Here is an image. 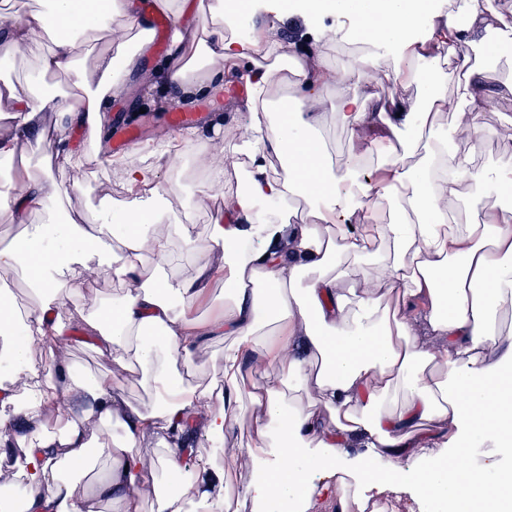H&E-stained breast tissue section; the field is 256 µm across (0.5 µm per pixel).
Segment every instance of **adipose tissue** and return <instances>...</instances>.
Wrapping results in <instances>:
<instances>
[{
	"instance_id": "1",
	"label": "adipose tissue",
	"mask_w": 512,
	"mask_h": 512,
	"mask_svg": "<svg viewBox=\"0 0 512 512\" xmlns=\"http://www.w3.org/2000/svg\"><path fill=\"white\" fill-rule=\"evenodd\" d=\"M327 3L372 34L371 50L341 69L330 55L341 32L317 35L305 54L277 37L284 0H161L176 26L157 59L140 0H49L0 33L1 71L17 50L37 60L35 75L0 84V118L9 121L0 160L41 150L51 110L101 139L108 105L130 93L126 77L141 59L152 58L149 80L170 106L222 94L225 69L245 72L234 152L249 161L247 182L225 192L204 228L141 230L169 218L160 170L180 155L168 149L124 162L130 224H117L107 206L95 223H56L66 193L47 168L16 170L13 194L0 198V217L24 227L20 245L0 248V288L24 267L39 297L23 313L0 297V362L23 377L18 388L0 383V429L22 450L23 512H316L323 503L367 512L390 494L417 512L438 503L512 512V205L448 222L465 194L512 187V161L477 167L429 135L448 110L447 83L462 89L449 139L474 145L491 105L512 98V82L487 88L467 53L499 17L486 0L444 9L430 0ZM243 18L251 37L236 33ZM60 19L75 35L54 31ZM285 72L299 104L272 101ZM49 73L73 76L77 93L55 101L37 85ZM370 75L419 84L423 99L368 102L359 87ZM331 82L338 96L324 95ZM334 117L348 135L340 166L320 138ZM413 127L419 138L404 140ZM32 213L43 223L28 225ZM179 248L198 259L191 276L178 272ZM91 268L116 284L111 314L86 315L78 327L72 283ZM216 280L224 302L198 316ZM210 339L224 343L218 381L185 380L180 367ZM36 343L87 344L135 368L151 404L127 401L109 374L65 362L42 371L27 356ZM73 393L87 408L64 413L59 431L44 429L40 407ZM242 410L253 423L237 452L254 473L228 493L225 442ZM197 436L211 453L181 477L183 461L199 453ZM147 439L157 446L151 460L140 453ZM356 443L363 454L349 455Z\"/></svg>"
}]
</instances>
